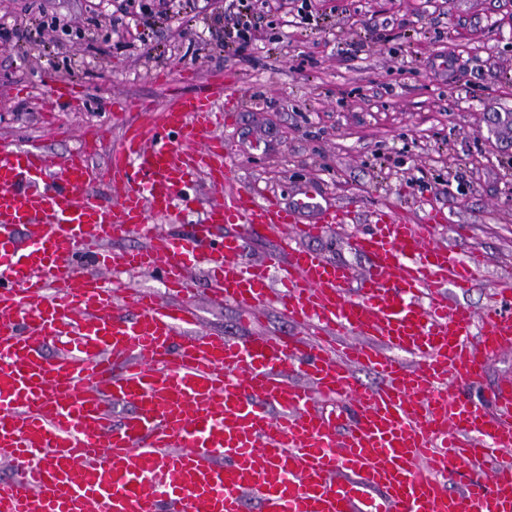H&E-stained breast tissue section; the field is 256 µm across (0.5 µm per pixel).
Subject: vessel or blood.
Returning a JSON list of instances; mask_svg holds the SVG:
<instances>
[{
  "instance_id": "b4317fda",
  "label": "vessel or blood",
  "mask_w": 512,
  "mask_h": 512,
  "mask_svg": "<svg viewBox=\"0 0 512 512\" xmlns=\"http://www.w3.org/2000/svg\"><path fill=\"white\" fill-rule=\"evenodd\" d=\"M48 87L58 103L80 98L76 83ZM126 106L136 118L105 168L94 137L65 155L38 140L0 152V461L14 468L0 512H245L251 500L259 512H512V380L494 412L470 395L485 360L512 349V278L483 314L450 305L448 289L469 292L484 253L458 254L391 210L349 240L363 272L331 262L302 242L335 211L287 209L242 184L214 134L224 112L212 91ZM202 178L224 197L192 233L151 223ZM225 225L233 233L217 235ZM261 232L276 252L241 264ZM133 234L141 248L116 249ZM99 253L160 272L167 299L76 271L77 255ZM196 264L256 336L194 333ZM271 305L293 334H259ZM317 396L346 403L327 413Z\"/></svg>"
}]
</instances>
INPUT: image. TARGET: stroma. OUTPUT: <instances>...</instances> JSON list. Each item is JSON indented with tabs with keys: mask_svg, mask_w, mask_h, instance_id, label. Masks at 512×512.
Listing matches in <instances>:
<instances>
[{
	"mask_svg": "<svg viewBox=\"0 0 512 512\" xmlns=\"http://www.w3.org/2000/svg\"><path fill=\"white\" fill-rule=\"evenodd\" d=\"M115 0H0V17L46 23L42 38L0 41V149L41 140L64 154L96 132L105 166L130 114L123 99L164 107L223 75L224 125L240 179L289 206L313 195L336 210L334 230L307 240L363 270L348 238L388 206L432 224L436 242L477 247L489 265L453 304L482 312L512 277V0H282L263 13L246 51L224 52L210 12L189 26L140 29ZM311 23L295 25L298 8ZM80 84L60 107L46 75ZM198 333L247 330L208 297L193 267Z\"/></svg>",
	"mask_w": 512,
	"mask_h": 512,
	"instance_id": "35a3bbf8",
	"label": "stroma"
}]
</instances>
